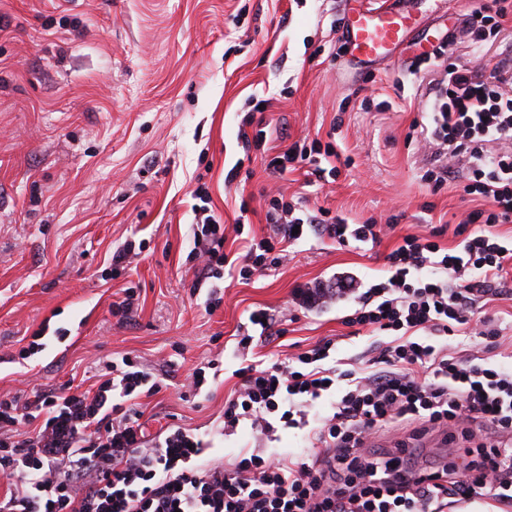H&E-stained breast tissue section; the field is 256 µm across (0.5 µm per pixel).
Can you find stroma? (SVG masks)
Segmentation results:
<instances>
[{
    "label": "stroma",
    "mask_w": 512,
    "mask_h": 512,
    "mask_svg": "<svg viewBox=\"0 0 512 512\" xmlns=\"http://www.w3.org/2000/svg\"><path fill=\"white\" fill-rule=\"evenodd\" d=\"M350 0H0V392L70 383L87 390L96 363L126 353L167 367L165 386L142 398L148 431L167 417L213 439V455L243 449L298 454L300 429L266 439L249 424L222 435L224 401L242 356L236 349L250 311L269 309L287 333L258 346L276 361L335 341L334 357L360 362L374 343L343 323L352 303L329 299L313 312L290 307L297 286L350 272L383 277V257L404 234H425L475 208L447 184L434 192L422 175L430 154L408 142L425 102L411 68L420 50L405 42L401 62L346 72L344 57L316 55L340 39L337 19ZM500 33L456 44L452 61L492 64L512 55V0ZM494 0H418L424 24L442 20L430 41ZM271 142L335 139L336 180L307 183L303 171L279 178L238 137L252 98ZM247 180L225 185L235 163ZM205 174L213 210L225 225L244 218L266 233V196L301 194L307 207L349 223L399 215L396 233L377 245L341 246L315 235L290 246L271 276L227 282L221 306L206 312L186 257L194 222L191 192ZM148 245L127 277L107 279L112 252L130 237ZM140 288L138 310L122 322L110 308L126 281ZM37 354L19 360L35 330ZM223 364L208 396L185 401L192 370Z\"/></svg>",
    "instance_id": "35a3bbf8"
}]
</instances>
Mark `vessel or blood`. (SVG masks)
Here are the masks:
<instances>
[{
  "mask_svg": "<svg viewBox=\"0 0 512 512\" xmlns=\"http://www.w3.org/2000/svg\"><path fill=\"white\" fill-rule=\"evenodd\" d=\"M414 2L388 0L376 8L353 9L343 27L351 63L368 66L394 60L398 47L413 29Z\"/></svg>",
  "mask_w": 512,
  "mask_h": 512,
  "instance_id": "obj_1",
  "label": "vessel or blood"
}]
</instances>
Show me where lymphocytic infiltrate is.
I'll return each instance as SVG.
<instances>
[{
	"mask_svg": "<svg viewBox=\"0 0 512 512\" xmlns=\"http://www.w3.org/2000/svg\"><path fill=\"white\" fill-rule=\"evenodd\" d=\"M441 65L426 87L421 125L435 162L423 178L440 190L463 165V190L483 205L456 223L455 247L441 245L445 226L402 236L386 257V275L364 283L347 274L298 286L292 302L306 310L330 297L352 299L346 326L371 328L387 342L367 375L329 364L325 340L263 367L235 370L238 384L224 403L223 429L240 424L273 436L305 430L304 453L276 458L241 451L229 463L209 456L211 443L177 424L148 434L141 398L160 392L162 377L128 354L100 362L97 384L33 386L29 398L0 392V512H447L449 502L491 498L512 504V368L487 354L501 344V323L486 305L512 290V58L485 69ZM259 150L266 171L285 175L306 165L317 180L335 177L325 161L335 142L270 145L265 129L240 130ZM500 151H490V144ZM197 218L188 259L197 285H208L206 311L224 298V282L250 284L275 271L288 248L312 232L335 240L379 243L393 222L351 224L330 210H297L270 196V231L243 253L224 251L225 227L213 213L207 183L192 192ZM286 333L266 309L250 312L237 336L248 355L258 339ZM477 341L485 357L459 358L450 336ZM335 392L330 413L307 412ZM407 429L381 448L384 429ZM442 435L447 456L426 461L416 443Z\"/></svg>",
	"mask_w": 512,
	"mask_h": 512,
	"instance_id": "1",
	"label": "lymphocytic infiltrate"
}]
</instances>
